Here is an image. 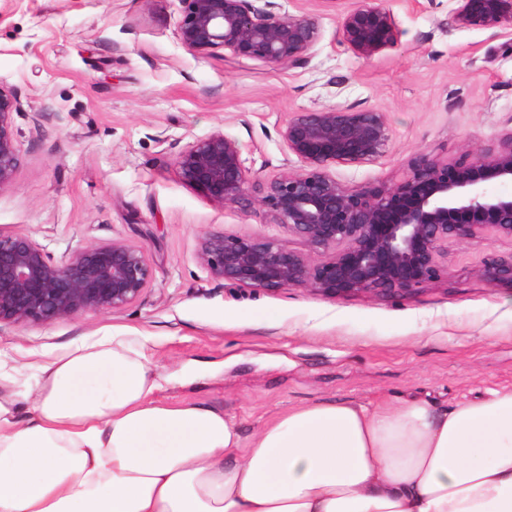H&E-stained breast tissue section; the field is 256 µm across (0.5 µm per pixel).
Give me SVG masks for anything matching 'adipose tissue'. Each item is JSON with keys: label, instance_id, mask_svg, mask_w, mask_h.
<instances>
[{"label": "adipose tissue", "instance_id": "ef3b65f1", "mask_svg": "<svg viewBox=\"0 0 512 512\" xmlns=\"http://www.w3.org/2000/svg\"><path fill=\"white\" fill-rule=\"evenodd\" d=\"M148 339L115 333L28 361L0 395V512H512V389L434 407L289 410L243 438L224 411L156 397Z\"/></svg>", "mask_w": 512, "mask_h": 512}]
</instances>
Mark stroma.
<instances>
[{"instance_id":"stroma-1","label":"stroma","mask_w":512,"mask_h":512,"mask_svg":"<svg viewBox=\"0 0 512 512\" xmlns=\"http://www.w3.org/2000/svg\"><path fill=\"white\" fill-rule=\"evenodd\" d=\"M276 2L317 18L304 63L188 52L181 0H0V85L22 104L0 231L56 258L121 238L146 247L154 272L120 312L4 324L0 347L43 354L116 330L149 337L159 400L224 410L246 436L318 402L419 398L450 409L511 389L512 287L479 275L512 251L510 239L449 245L447 274L414 296L236 287L198 263L208 231L277 234L313 261L330 257L281 234L261 206L219 203L180 181L176 155L215 130L240 142L259 186L298 167L277 134L289 113L344 103L385 112L384 156L333 170L352 189L400 182L418 153L452 161L512 130V35L451 27L456 0H382L402 35L369 61L336 36L358 0Z\"/></svg>"}]
</instances>
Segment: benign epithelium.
<instances>
[{"mask_svg":"<svg viewBox=\"0 0 512 512\" xmlns=\"http://www.w3.org/2000/svg\"><path fill=\"white\" fill-rule=\"evenodd\" d=\"M457 2L453 26L512 34V0ZM182 3L178 38L191 53L222 49L235 58L291 65L307 59L319 37L313 14H282L274 0ZM400 35L393 13L369 0L344 13L336 30L366 61L395 47ZM21 110L14 92L0 86V190L12 184L18 167L14 115ZM277 133L300 169L265 183L257 202L285 233L335 253L313 263L274 236L209 232L196 258L215 280L270 291L304 286L333 298L415 295L447 272L448 245L487 231L512 240V194L487 191L489 182L512 184V131L452 162L421 154L392 187L354 190L331 169L383 156L391 140L385 113L351 104L292 112ZM174 165L186 185L210 200L250 201L241 144L221 130L188 145ZM479 274L492 286L512 285V251L488 259ZM152 275L146 248L122 239L81 244L56 259L29 235L0 232V324L122 311L141 298Z\"/></svg>","mask_w":512,"mask_h":512,"instance_id":"obj_1","label":"benign epithelium"}]
</instances>
